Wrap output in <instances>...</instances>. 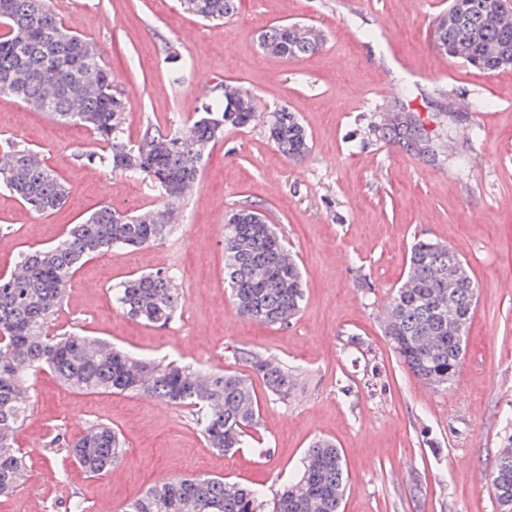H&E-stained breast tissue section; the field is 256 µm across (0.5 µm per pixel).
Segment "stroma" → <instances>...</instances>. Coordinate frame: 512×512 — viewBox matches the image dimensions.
Masks as SVG:
<instances>
[{"instance_id":"1","label":"stroma","mask_w":512,"mask_h":512,"mask_svg":"<svg viewBox=\"0 0 512 512\" xmlns=\"http://www.w3.org/2000/svg\"><path fill=\"white\" fill-rule=\"evenodd\" d=\"M65 26L104 51L126 104L131 138L147 125L194 116L210 91L231 83L255 95L258 118L229 129L204 159L181 222L163 241L117 248L84 264L68 285L55 332H78L137 355L250 375L233 353L278 357L297 372L287 400L252 378L260 401L259 448H207L187 409L136 395L82 391L47 372L30 380L20 448L37 443L28 481L0 512H123L149 486L180 476L264 482L274 495L318 438L343 452L350 490L344 512H501L489 472L512 442V70L480 72L440 54L433 30L448 0H238L222 24L179 0H49ZM298 23L322 35L319 50L288 61L267 56L260 35ZM192 39H184L185 30ZM190 74L168 77L174 59ZM491 99L484 112L478 102ZM299 115L311 150L282 155L268 138L269 111ZM412 114L426 142L390 135ZM37 150L69 197L42 214L0 187V273L30 248L53 245L100 205L135 214L156 194L141 179L88 163L90 132L0 95V142ZM262 210L302 268L304 307L287 326L241 318L224 286V221ZM418 237L448 244L470 266L477 304L454 384H422L393 352L382 321ZM176 269L184 301L164 326L124 317L113 284ZM106 424L124 439L112 471L86 475L56 434L79 438Z\"/></svg>"}]
</instances>
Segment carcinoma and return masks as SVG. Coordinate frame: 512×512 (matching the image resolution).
I'll list each match as a JSON object with an SVG mask.
<instances>
[{
  "instance_id": "1",
  "label": "carcinoma",
  "mask_w": 512,
  "mask_h": 512,
  "mask_svg": "<svg viewBox=\"0 0 512 512\" xmlns=\"http://www.w3.org/2000/svg\"><path fill=\"white\" fill-rule=\"evenodd\" d=\"M236 0H182L184 9L208 21L235 11ZM490 0H449L448 12L462 11L456 23L438 18V50L487 72L503 54L512 56V20L501 16L485 26L480 16ZM0 95L76 123L104 145L89 153L114 173L138 176L157 191L168 221L158 224L151 211L125 215L102 205L68 228L47 248H33L21 259L22 271L0 275V498L18 492L26 461L16 445L29 403L30 378L52 372L65 385L84 391L133 393L188 408L208 447L221 452L243 448L253 438L260 407L249 379L234 372L200 374L174 361L133 357L112 345L75 333L52 334L74 274L90 259L114 248L142 247L169 236L180 223L187 190L196 183L205 154L224 137L256 120L257 103L241 86L219 87L213 100L186 124L168 131L148 126L139 139L126 130L125 104L112 91V70L98 48L69 31L47 0H0ZM261 48L276 58L315 54L321 36L304 26L276 24L261 35ZM268 137L283 155L298 159L310 151L309 137L294 112H270ZM0 186L35 211L56 210L66 188L38 153L14 142L0 145ZM241 208L224 224V281L238 313L249 320L288 325L304 301L302 273L273 225L254 221ZM117 307L129 319L168 324L183 296L174 272L158 269L132 276L112 289ZM477 286L468 264L448 245L420 239L386 310L384 332L394 352L424 384L446 390L459 370ZM234 357L261 377L268 390L287 399L295 371L274 356L238 350ZM66 452L89 475L117 465L122 441L112 428L96 424ZM512 483V448L501 449L488 481L505 512L497 480ZM349 489L344 459L336 445L315 440L300 468L273 502L274 512H341ZM261 485L245 487L222 477H181L146 490L125 512H264Z\"/></svg>"
}]
</instances>
